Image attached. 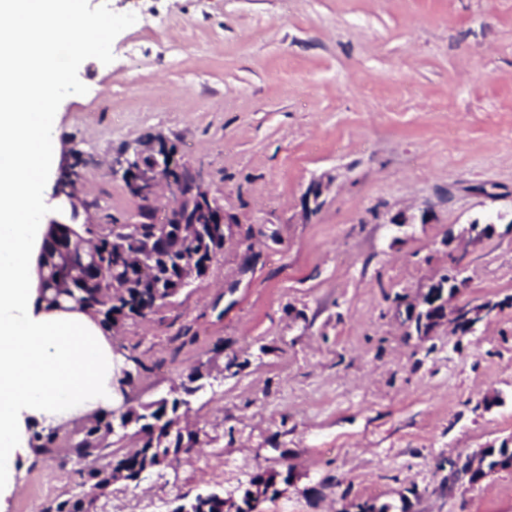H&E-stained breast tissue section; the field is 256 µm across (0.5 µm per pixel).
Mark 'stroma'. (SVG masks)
I'll return each instance as SVG.
<instances>
[{
	"label": "stroma",
	"mask_w": 512,
	"mask_h": 512,
	"mask_svg": "<svg viewBox=\"0 0 512 512\" xmlns=\"http://www.w3.org/2000/svg\"><path fill=\"white\" fill-rule=\"evenodd\" d=\"M83 16H156L57 60V147L77 166L93 234L136 219L109 165L175 142L241 224L207 273L116 341L133 394L169 396L191 368L199 444L93 512H173L279 476L260 512H512V468L470 482L484 448L512 447V0H81ZM318 206L304 212L310 187ZM415 215L395 223L398 213ZM492 225L472 239V222ZM463 257L449 306L490 308L473 331L411 335L405 308ZM223 345L214 356V345ZM236 358L235 372L223 364ZM148 371L137 370V362ZM55 457L25 467L8 512L75 493Z\"/></svg>",
	"instance_id": "stroma-1"
}]
</instances>
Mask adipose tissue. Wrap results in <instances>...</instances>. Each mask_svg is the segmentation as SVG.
<instances>
[{
	"label": "adipose tissue",
	"mask_w": 512,
	"mask_h": 512,
	"mask_svg": "<svg viewBox=\"0 0 512 512\" xmlns=\"http://www.w3.org/2000/svg\"><path fill=\"white\" fill-rule=\"evenodd\" d=\"M78 0H0V512L33 455V425L57 427L111 408L121 358L84 312L45 310L33 258L45 225L42 186L56 141L47 78L56 46L76 29Z\"/></svg>",
	"instance_id": "ef3b65f1"
}]
</instances>
